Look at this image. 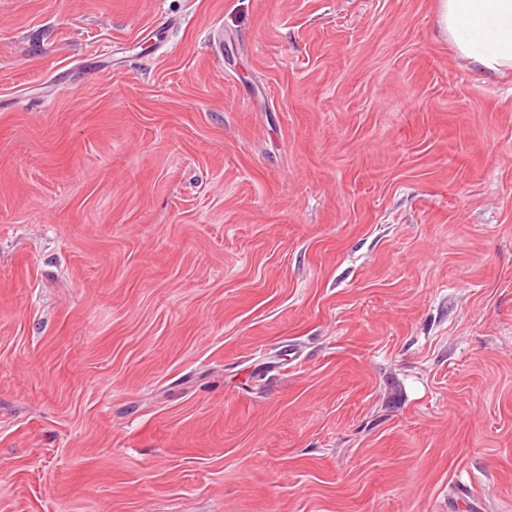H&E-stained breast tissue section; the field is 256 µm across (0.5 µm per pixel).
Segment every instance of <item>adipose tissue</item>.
I'll return each instance as SVG.
<instances>
[{
    "label": "adipose tissue",
    "instance_id": "ef3b65f1",
    "mask_svg": "<svg viewBox=\"0 0 512 512\" xmlns=\"http://www.w3.org/2000/svg\"><path fill=\"white\" fill-rule=\"evenodd\" d=\"M448 41L488 75L512 71V0H439Z\"/></svg>",
    "mask_w": 512,
    "mask_h": 512
}]
</instances>
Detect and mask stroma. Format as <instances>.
I'll use <instances>...</instances> for the list:
<instances>
[{
    "instance_id": "obj_1",
    "label": "stroma",
    "mask_w": 512,
    "mask_h": 512,
    "mask_svg": "<svg viewBox=\"0 0 512 512\" xmlns=\"http://www.w3.org/2000/svg\"><path fill=\"white\" fill-rule=\"evenodd\" d=\"M0 512H512V73L438 0H0Z\"/></svg>"
}]
</instances>
